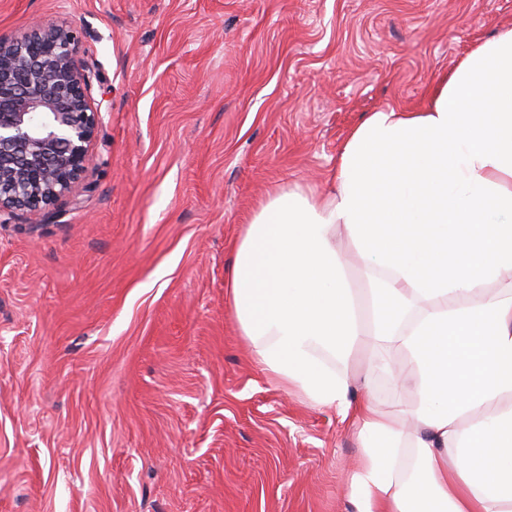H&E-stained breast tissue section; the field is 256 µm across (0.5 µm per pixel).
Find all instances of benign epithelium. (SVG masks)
Returning a JSON list of instances; mask_svg holds the SVG:
<instances>
[{
    "mask_svg": "<svg viewBox=\"0 0 512 512\" xmlns=\"http://www.w3.org/2000/svg\"><path fill=\"white\" fill-rule=\"evenodd\" d=\"M74 28L0 37V216L51 209L86 178L101 106Z\"/></svg>",
    "mask_w": 512,
    "mask_h": 512,
    "instance_id": "obj_1",
    "label": "benign epithelium"
}]
</instances>
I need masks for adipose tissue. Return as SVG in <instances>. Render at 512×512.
<instances>
[{
    "label": "adipose tissue",
    "mask_w": 512,
    "mask_h": 512,
    "mask_svg": "<svg viewBox=\"0 0 512 512\" xmlns=\"http://www.w3.org/2000/svg\"><path fill=\"white\" fill-rule=\"evenodd\" d=\"M399 236L429 271L395 254ZM224 288L266 378L351 423L352 512H512V25L421 107L366 114L322 190L259 201ZM363 336L392 414L349 376Z\"/></svg>",
    "instance_id": "1"
}]
</instances>
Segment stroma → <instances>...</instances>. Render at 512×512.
I'll return each mask as SVG.
<instances>
[{"instance_id":"stroma-1","label":"stroma","mask_w":512,"mask_h":512,"mask_svg":"<svg viewBox=\"0 0 512 512\" xmlns=\"http://www.w3.org/2000/svg\"><path fill=\"white\" fill-rule=\"evenodd\" d=\"M69 24L86 179L0 223V512H349V423L261 372L224 272L268 190L321 184L512 0H0Z\"/></svg>"}]
</instances>
